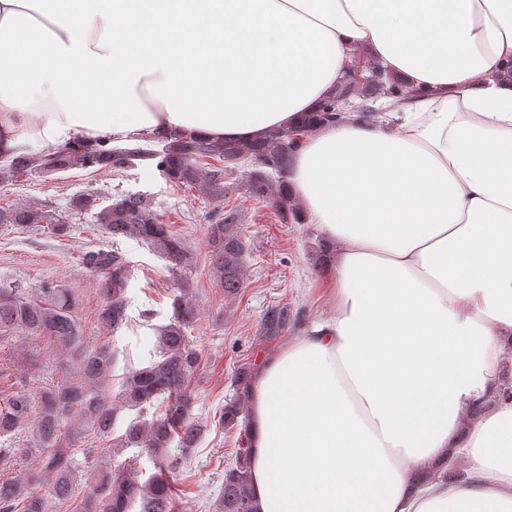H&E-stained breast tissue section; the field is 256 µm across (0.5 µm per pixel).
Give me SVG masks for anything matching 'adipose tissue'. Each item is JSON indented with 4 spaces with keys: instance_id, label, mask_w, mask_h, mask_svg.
I'll list each match as a JSON object with an SVG mask.
<instances>
[{
    "instance_id": "1",
    "label": "adipose tissue",
    "mask_w": 512,
    "mask_h": 512,
    "mask_svg": "<svg viewBox=\"0 0 512 512\" xmlns=\"http://www.w3.org/2000/svg\"><path fill=\"white\" fill-rule=\"evenodd\" d=\"M358 50L416 96L292 154L332 313L252 377L255 509L512 512V0H0V156L258 140Z\"/></svg>"
}]
</instances>
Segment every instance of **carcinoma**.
I'll list each match as a JSON object with an SVG mask.
<instances>
[{"mask_svg":"<svg viewBox=\"0 0 512 512\" xmlns=\"http://www.w3.org/2000/svg\"><path fill=\"white\" fill-rule=\"evenodd\" d=\"M346 88L338 84L335 95L321 111L308 118L306 131L323 123L337 122L345 111ZM387 95L400 103L411 93L394 79L382 76L362 85L360 95L370 102L376 95ZM301 136L296 129H276L260 141H209L189 134H175L166 140L146 139L136 147H112L108 141L88 147H59L54 151L27 150L0 158V184L27 175L52 176L74 167L121 170L136 161L155 164L170 182L198 188L211 197L224 198L233 186L224 181V164L247 161L251 164L246 190L258 200H272L283 217L299 220L296 206L282 191H273L274 178L284 184L290 156ZM89 213L112 239L135 237L160 252L178 272L189 262L185 245L164 223L152 204L139 195L114 196L107 200L95 193H79L69 203V212L46 205L28 204L0 207V227L39 229L53 237L68 236L70 215ZM237 210L230 207L214 216L208 228L213 248L210 276L235 295L243 287L244 243L239 231ZM86 270L101 278L103 298L97 311L98 322L111 332L126 323L129 296V260L117 248L89 250L81 257ZM79 299L64 288L43 282L30 299L15 296V289L0 288V329L12 327L28 336L42 337L70 352V377L60 385L46 388L37 399L38 416L33 428L40 469L17 468L26 448H13L11 441L31 411L27 394L17 393L0 400V469L10 476L0 479V512H52L51 501L68 503L73 499L77 477L92 467L89 453L76 459L77 441L92 432L101 439H112L121 409L142 414L163 405L160 415L149 421L129 423L117 441L105 451L118 456L129 448L147 455L155 472L142 478L137 455L124 465L96 472L75 512H173L172 487L168 473L179 469L190 458L202 437L203 429L193 419L194 397L189 384L200 367L199 349L189 340L187 329L197 316L192 299L184 294L173 301V315L164 325L151 326L156 348L148 363L126 372L120 403L112 402L108 377L116 365L112 344L95 347L85 343L75 313ZM298 317L286 304L265 309L261 332L275 338L297 323ZM250 372L240 370L234 380L236 395L228 399L219 419L231 430L245 419L242 396L247 394ZM217 512H255L249 487V462L246 448H240L224 471V484Z\"/></svg>","mask_w":512,"mask_h":512,"instance_id":"cac0c4a2","label":"carcinoma"}]
</instances>
